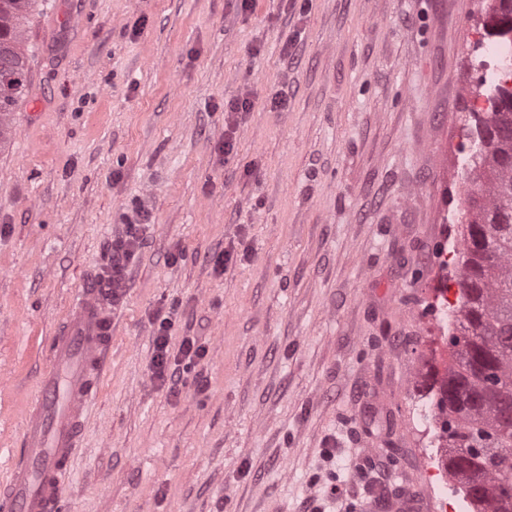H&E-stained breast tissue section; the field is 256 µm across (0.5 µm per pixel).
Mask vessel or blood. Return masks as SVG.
I'll return each mask as SVG.
<instances>
[{
  "mask_svg": "<svg viewBox=\"0 0 512 512\" xmlns=\"http://www.w3.org/2000/svg\"><path fill=\"white\" fill-rule=\"evenodd\" d=\"M86 286L50 338L48 363L22 424L21 448L0 483V512H65L66 479L104 378L112 306Z\"/></svg>",
  "mask_w": 512,
  "mask_h": 512,
  "instance_id": "vessel-or-blood-1",
  "label": "vessel or blood"
}]
</instances>
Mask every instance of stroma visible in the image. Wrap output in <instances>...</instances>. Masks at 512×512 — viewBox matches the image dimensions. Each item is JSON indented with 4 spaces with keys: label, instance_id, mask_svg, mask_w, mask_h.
<instances>
[{
    "label": "stroma",
    "instance_id": "obj_1",
    "mask_svg": "<svg viewBox=\"0 0 512 512\" xmlns=\"http://www.w3.org/2000/svg\"><path fill=\"white\" fill-rule=\"evenodd\" d=\"M487 4L45 0L0 139V482L50 336L139 210L69 512H311L333 483L325 512L397 485L436 512L425 413L458 296L438 253L467 220ZM157 315L207 349L172 390Z\"/></svg>",
    "mask_w": 512,
    "mask_h": 512
}]
</instances>
